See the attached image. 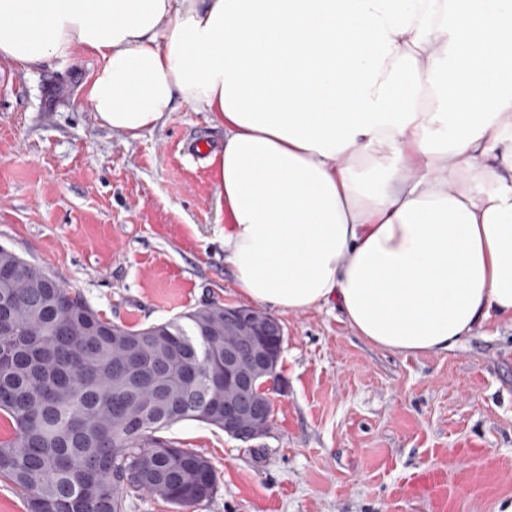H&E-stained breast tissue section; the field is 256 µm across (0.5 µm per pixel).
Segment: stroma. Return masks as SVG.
Here are the masks:
<instances>
[{"label": "stroma", "instance_id": "35a3bbf8", "mask_svg": "<svg viewBox=\"0 0 512 512\" xmlns=\"http://www.w3.org/2000/svg\"><path fill=\"white\" fill-rule=\"evenodd\" d=\"M94 54L21 71L0 60V245L105 320L143 328L209 299L242 305L208 156L224 130L180 104L133 139L101 126ZM264 437L182 421L165 436L208 457L213 498L190 512H512V322L453 350L401 354L335 305L283 314Z\"/></svg>", "mask_w": 512, "mask_h": 512}]
</instances>
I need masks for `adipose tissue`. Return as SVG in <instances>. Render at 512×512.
<instances>
[{
    "mask_svg": "<svg viewBox=\"0 0 512 512\" xmlns=\"http://www.w3.org/2000/svg\"><path fill=\"white\" fill-rule=\"evenodd\" d=\"M100 56L85 101L141 137L224 130V253L282 313L440 353L512 319V0H0V58Z\"/></svg>",
    "mask_w": 512,
    "mask_h": 512,
    "instance_id": "ef3b65f1",
    "label": "adipose tissue"
}]
</instances>
